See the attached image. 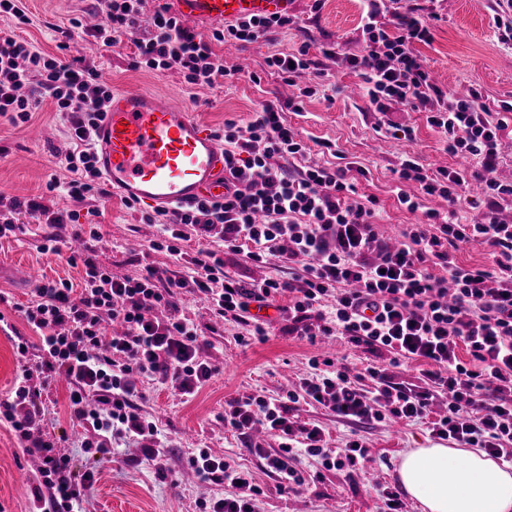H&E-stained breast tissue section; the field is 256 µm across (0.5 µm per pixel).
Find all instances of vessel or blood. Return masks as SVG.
Masks as SVG:
<instances>
[{
	"mask_svg": "<svg viewBox=\"0 0 512 512\" xmlns=\"http://www.w3.org/2000/svg\"><path fill=\"white\" fill-rule=\"evenodd\" d=\"M181 20L222 24L294 14L297 0H174ZM113 191L170 212L224 194V147L189 109L139 89L112 93L95 138Z\"/></svg>",
	"mask_w": 512,
	"mask_h": 512,
	"instance_id": "1",
	"label": "vessel or blood"
}]
</instances>
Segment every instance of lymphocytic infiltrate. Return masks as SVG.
Returning <instances> with one entry per match:
<instances>
[{
    "label": "lymphocytic infiltrate",
    "instance_id": "lymphocytic-infiltrate-1",
    "mask_svg": "<svg viewBox=\"0 0 512 512\" xmlns=\"http://www.w3.org/2000/svg\"><path fill=\"white\" fill-rule=\"evenodd\" d=\"M96 2L101 21L89 34L99 45L113 47L130 38L134 66L174 70L199 86L227 73L213 43H250L293 24L289 17L244 19L205 35L185 27L165 2L143 31V0ZM362 2L361 50L341 54L331 47L323 56L359 74L369 103L386 117V129H393L388 114L397 107L423 108L446 151L477 160L476 169L429 175L416 157L405 156L398 179L418 183L420 192L401 191L397 199L423 220L391 244L375 229L376 199H357L345 168L308 161L307 144L267 102L247 124H224L223 201L201 200L160 219L145 218L161 225L152 250L192 265L191 277L149 264L134 277L112 275L96 258L100 233L97 223H89L87 242L67 255L69 264L83 266L81 288L63 280L41 282L20 310L38 333V346L0 314V331L14 335L20 369L13 395L0 401V417L27 441L28 452L42 458L37 512H85L95 482L94 468L78 470L61 443L34 435L43 416L37 400L57 375L69 382L70 418L84 430L82 446L91 458L110 456L113 439L132 437L143 440L145 460L165 467L166 439L143 414L136 381L169 382L190 398L215 375V366L202 356L205 342L197 326L182 311L188 294L205 301L214 317L242 323L246 332L237 341L244 347L266 340L270 323L254 311L272 307L287 322L289 335L310 341L339 336L385 356L357 375L328 359L281 394L225 402V428L245 435L259 426L277 439L274 451L259 447L255 453L281 491L304 490L302 458L318 459L328 470L369 460L362 437L333 448L320 425L295 420L303 404H320L361 424L421 421L437 438L512 461V223L501 216L503 202L512 199V182L497 176L512 103L502 102L493 118L480 87L459 97L432 80L418 51L433 40L421 0H409L395 13L387 0ZM111 96V86L85 58L65 64L16 34L0 35V118L25 124L43 102H51L66 128L64 163L72 177L50 180L46 188L73 203L59 209L40 195L12 198L0 204V239L20 231L23 215L51 227L98 215L93 200L112 193L95 165L91 142ZM298 157L305 161L301 170L284 167V159ZM473 182L481 189L470 201L477 214L461 224L455 205ZM434 196L448 202V211L425 206V198ZM215 231L223 250L245 253L255 263L276 255L296 270L282 280L246 284L225 271L221 250L185 251L191 237ZM469 243L486 246L492 266L457 264L453 250ZM283 295L288 303L281 306L277 299ZM412 364L419 367L417 383L396 382L395 369ZM35 376L36 386L30 383ZM187 463L200 482L225 489L223 497L201 499L199 512H259L264 490L249 469L207 448Z\"/></svg>",
    "mask_w": 512,
    "mask_h": 512
}]
</instances>
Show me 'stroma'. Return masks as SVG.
<instances>
[{"label":"stroma","instance_id":"obj_1","mask_svg":"<svg viewBox=\"0 0 512 512\" xmlns=\"http://www.w3.org/2000/svg\"><path fill=\"white\" fill-rule=\"evenodd\" d=\"M25 5L29 24L19 28L11 18L0 16V33L18 32L37 50L56 55L65 63L79 56L91 59L112 88L166 95L190 106L216 135H223L225 121L247 123L260 103H274L310 146L314 161L333 163L341 157L363 168V175L356 178L357 190L359 195L378 199L375 222L384 237L400 239L407 225L416 221L394 193L396 171L404 154L416 156L430 174L460 164L459 158L445 151L439 134L428 127L422 109L405 107L391 116L396 125L412 128V138L378 133L381 116L357 94L359 76L323 58L322 48L336 43L346 53L360 49V0H323L316 13L311 10L312 0H300L294 26L288 31L242 47L214 45V52L231 73L210 87L186 84L175 71L133 67L132 43L113 49L94 45L78 33L63 37L61 31L71 18L88 15V0H26ZM427 9L434 15L433 40L419 45L418 51L437 84L460 95L471 85H481L484 102L493 111L500 102H512V49L498 43L492 20L499 10L498 0H429ZM304 41L325 75L318 93L305 99L302 112L296 113L288 105V85L267 67L266 60L295 51ZM253 72L259 75V82L250 80ZM324 141L333 144V151L322 152L320 144ZM66 148L63 126L50 103H43L26 126L16 127L0 119V202L40 194L53 178L69 180L71 174L63 163ZM97 221L101 239L95 246L96 255L113 274L133 277L149 263L191 276V269L167 252L150 250V242L160 237L159 225L142 223L140 212L128 209L121 196H112L102 205ZM48 232L46 225L27 220L22 233L0 239V264L30 280L22 288L7 279L0 281V291L11 299L10 305L0 307V313L32 341L37 335L15 312V305L30 302L35 281L66 279L77 285L83 275L82 267L71 266L65 256L41 252ZM182 307L207 343L204 357L219 372L189 400L170 385L151 379L139 382L142 412L157 420L169 442L167 464L161 471L146 463L129 467V460L141 455V441L114 442L111 457L96 465V483L85 505L87 512H198L199 499L224 494L223 486L200 483L187 466L188 455L199 448L210 449L252 471L265 489L260 512H376L377 501L369 484L378 481L398 487L396 471L403 454L434 445V438L421 423L360 426L337 419L321 406H303L298 410L300 420L319 423L331 446H343L356 433L364 437L373 460L352 471L328 470L317 459H304L307 489L299 494L280 493L263 461L251 451L249 440L225 429V401L257 393L278 394L297 376L310 373L314 358H342L350 369L358 371L369 363L370 354L338 336L311 343L277 326L266 341L245 348L237 343L244 332L239 322L213 317L207 303L195 296H185ZM68 388L60 377L42 395L41 434L64 438L68 453L82 466L90 457L81 446L82 429L69 419ZM40 465V457L25 451L10 425L0 423V512H28Z\"/></svg>","mask_w":512,"mask_h":512}]
</instances>
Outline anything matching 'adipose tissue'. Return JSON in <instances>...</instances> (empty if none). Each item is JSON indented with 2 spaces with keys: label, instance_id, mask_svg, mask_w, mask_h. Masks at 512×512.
Returning <instances> with one entry per match:
<instances>
[{
  "label": "adipose tissue",
  "instance_id": "ef3b65f1",
  "mask_svg": "<svg viewBox=\"0 0 512 512\" xmlns=\"http://www.w3.org/2000/svg\"><path fill=\"white\" fill-rule=\"evenodd\" d=\"M398 480L423 512H512V472L479 450L410 449Z\"/></svg>",
  "mask_w": 512,
  "mask_h": 512
}]
</instances>
